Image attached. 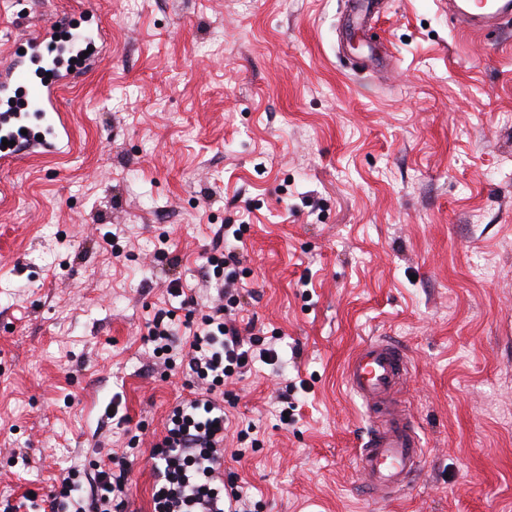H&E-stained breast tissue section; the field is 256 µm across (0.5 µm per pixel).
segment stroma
<instances>
[{"instance_id": "35a3bbf8", "label": "stroma", "mask_w": 512, "mask_h": 512, "mask_svg": "<svg viewBox=\"0 0 512 512\" xmlns=\"http://www.w3.org/2000/svg\"><path fill=\"white\" fill-rule=\"evenodd\" d=\"M85 16L103 38L59 92L68 148L0 166V501L44 512L70 466L126 456L153 512L151 448L190 389L148 323L184 321L171 280L216 298L207 251L242 224L241 314L280 364L228 384L224 466L258 512H512V23L388 0L376 73L344 0H0V60ZM375 338L409 358L424 445L392 500L356 468L344 378ZM59 32L60 29L57 28L56 23L49 22L33 32L21 34L13 41L15 54L18 56L29 54L30 57L42 58L45 47L56 39ZM20 49H25V53L20 54Z\"/></svg>"}]
</instances>
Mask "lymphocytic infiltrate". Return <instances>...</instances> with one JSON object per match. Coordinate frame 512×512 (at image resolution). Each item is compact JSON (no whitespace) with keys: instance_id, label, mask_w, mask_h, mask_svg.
Returning <instances> with one entry per match:
<instances>
[{"instance_id":"obj_1","label":"lymphocytic infiltrate","mask_w":512,"mask_h":512,"mask_svg":"<svg viewBox=\"0 0 512 512\" xmlns=\"http://www.w3.org/2000/svg\"><path fill=\"white\" fill-rule=\"evenodd\" d=\"M231 235L233 244L208 258L221 303L199 304L179 285H172L171 295L182 298L188 308L183 338H176L173 314L168 310H158L148 330L154 355L179 353L186 374L207 393L206 399L173 409L163 439L152 450L154 512H253L250 496L235 473L223 480L214 476L224 460L217 444L224 438L228 416L212 402L223 398L226 383L242 376L254 362L265 359L273 364L279 356L271 343L243 338L237 324L241 228H234ZM130 472L126 460L114 467L99 466L92 473L70 467L52 494L49 508L51 512L63 506L71 512H131Z\"/></svg>"}]
</instances>
